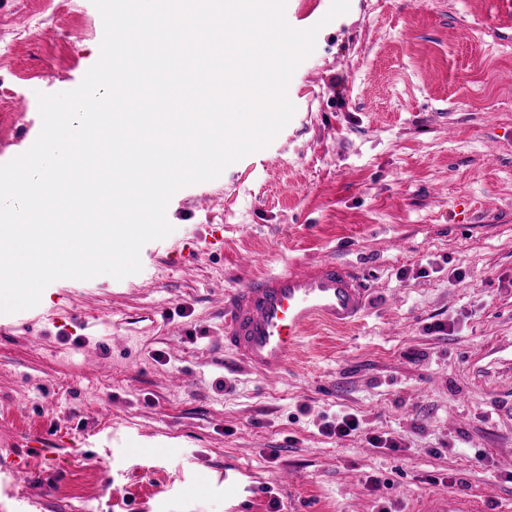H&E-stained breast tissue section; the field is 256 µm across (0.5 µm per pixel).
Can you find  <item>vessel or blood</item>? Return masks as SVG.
<instances>
[{
  "mask_svg": "<svg viewBox=\"0 0 512 512\" xmlns=\"http://www.w3.org/2000/svg\"><path fill=\"white\" fill-rule=\"evenodd\" d=\"M368 290L354 266L337 260L291 264L236 288L222 303L224 341L253 371L269 378L287 367L312 327L343 328L365 312ZM50 452L38 434L25 455L0 458V488L11 491L32 461ZM418 512H474L460 494L437 495L420 502Z\"/></svg>",
  "mask_w": 512,
  "mask_h": 512,
  "instance_id": "vessel-or-blood-1",
  "label": "vessel or blood"
}]
</instances>
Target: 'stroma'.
<instances>
[{
  "label": "stroma",
  "instance_id": "obj_1",
  "mask_svg": "<svg viewBox=\"0 0 512 512\" xmlns=\"http://www.w3.org/2000/svg\"><path fill=\"white\" fill-rule=\"evenodd\" d=\"M330 7L287 0L294 28L323 23L291 120L171 197L139 273L56 280L0 327V457L58 441L31 512H411L454 493L512 512V0ZM103 36L92 0H0V163ZM322 259L363 275L362 318L314 328L278 377L235 362L213 298ZM343 412L360 429L323 433Z\"/></svg>",
  "mask_w": 512,
  "mask_h": 512
}]
</instances>
